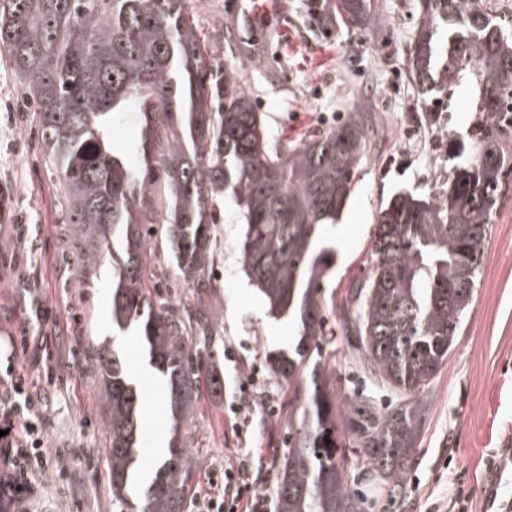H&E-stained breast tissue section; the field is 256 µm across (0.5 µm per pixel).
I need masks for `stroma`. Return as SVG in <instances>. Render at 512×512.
Returning <instances> with one entry per match:
<instances>
[{
  "label": "stroma",
  "mask_w": 512,
  "mask_h": 512,
  "mask_svg": "<svg viewBox=\"0 0 512 512\" xmlns=\"http://www.w3.org/2000/svg\"><path fill=\"white\" fill-rule=\"evenodd\" d=\"M248 0H200L195 6L202 35L213 28L225 41L213 45L219 65L238 71L270 138L294 143L313 128L328 129L351 106L375 113L370 158L357 175L348 206L324 235L335 243L336 263L327 290L344 289L362 272L379 208L395 193L430 195L448 177L449 155L467 143L476 120L475 92L461 84L440 103L420 105L407 70L418 24V0H372L371 13L357 26L338 25L336 0L318 24L310 0H286L288 29L277 18L247 22ZM0 336L27 323L24 365L44 397L47 446L68 470L36 473L27 512H129L112 495L107 431L98 409V378L86 358L100 344L130 368L143 395L149 424L138 450L141 477H149L170 444L172 430L165 382L149 366L135 331L112 333V268L105 265L92 287H81L78 262L61 228L58 186L40 149L38 113L0 49ZM240 224L225 205L214 227L215 270L224 299L222 314L207 342L190 355L203 370L220 372L224 394L201 391L188 433L187 488L207 487L212 470L237 448L286 452L292 386L275 376L265 356L295 341V325L269 316L259 293L241 270ZM53 366V382L42 369ZM261 368L260 388L278 407L275 417L256 409L246 437H239L224 400L238 389L237 369ZM422 426L404 475L401 498L389 500L377 484L366 488L374 512H449L457 487L468 496L466 512H493L492 500L512 501V478L491 482L487 465L512 448V197L499 205L482 256L472 306L455 347L424 391ZM93 455L96 470L84 459Z\"/></svg>",
  "instance_id": "35a3bbf8"
}]
</instances>
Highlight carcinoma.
<instances>
[{
  "mask_svg": "<svg viewBox=\"0 0 512 512\" xmlns=\"http://www.w3.org/2000/svg\"><path fill=\"white\" fill-rule=\"evenodd\" d=\"M355 25L370 0H336ZM480 0H423L409 68L423 102L461 82L481 119L469 155L434 196L398 192L377 214L364 273L344 295L324 294L333 253L325 225L347 206L369 142L354 107L328 130L278 143L241 78L213 66L190 17L193 0H0V47L40 112L46 165L62 193L82 287L112 261V326L137 331L148 364L168 388L174 436L164 462L129 503L131 512H181L187 434L200 392L189 348L223 310L212 276L213 225L232 203L242 224L243 271L269 314L298 323L299 340L267 356L303 395L288 405V451L277 477L278 512H367L356 489L403 478L421 426L415 397L448 359L479 281L499 203L512 192V30ZM133 116L138 164L112 139ZM188 291L161 292L164 267L147 257L154 231ZM341 310L343 337L367 379L392 390L339 393L327 353ZM98 407L109 433L112 495L139 475L141 394L124 363L90 349Z\"/></svg>",
  "mask_w": 512,
  "mask_h": 512,
  "instance_id": "obj_1",
  "label": "carcinoma"
}]
</instances>
